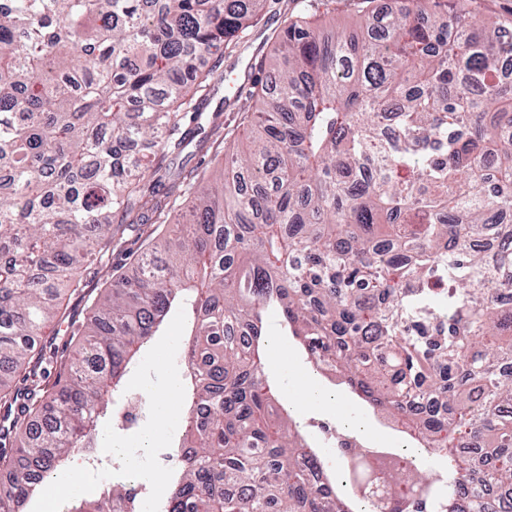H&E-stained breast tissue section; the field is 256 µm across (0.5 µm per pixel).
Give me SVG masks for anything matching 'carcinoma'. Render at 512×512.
Here are the masks:
<instances>
[{"mask_svg":"<svg viewBox=\"0 0 512 512\" xmlns=\"http://www.w3.org/2000/svg\"><path fill=\"white\" fill-rule=\"evenodd\" d=\"M263 0H8L0 7V512H29L90 445L131 365L188 318L187 421L168 512H357L360 496L278 410L261 344L276 308L308 362L345 377L446 461L407 483L431 512L512 509V23L454 0L373 13L357 35L304 17L249 98L245 142L207 186L166 159L224 80V48ZM193 195L186 218L174 192ZM178 225L91 303L66 387L36 337L61 325L112 238L144 214ZM114 485L63 512H138ZM392 512H419L402 491Z\"/></svg>","mask_w":512,"mask_h":512,"instance_id":"1","label":"carcinoma"}]
</instances>
